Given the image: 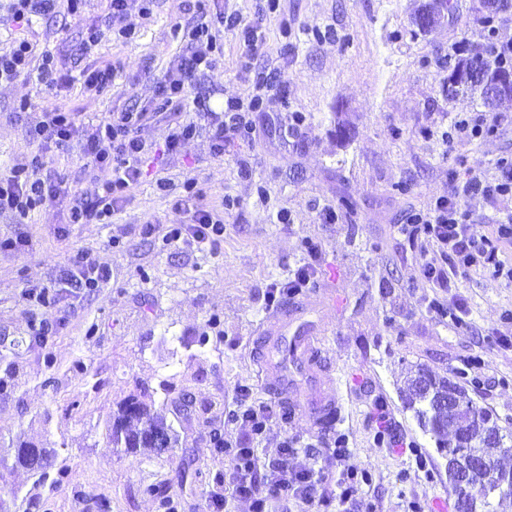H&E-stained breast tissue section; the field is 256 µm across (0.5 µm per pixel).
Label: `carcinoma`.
Wrapping results in <instances>:
<instances>
[{"mask_svg": "<svg viewBox=\"0 0 512 512\" xmlns=\"http://www.w3.org/2000/svg\"><path fill=\"white\" fill-rule=\"evenodd\" d=\"M473 64L480 66L482 77L451 85L448 92H470L478 96L483 107L494 110L500 101L491 99L489 88L506 72V68L479 55L457 58L448 67ZM448 394L454 397L456 404L447 409L439 405L438 400ZM406 402L418 426L433 438L437 451L445 458L446 470L459 465L463 457L477 455L488 461L487 467L473 474L469 485H452L455 496L471 499L473 512H495V500L512 497V481H507V477H512V468L508 469L501 463L502 459L512 457V434H501L496 422L485 411L481 412L480 421L473 420V403L461 385L418 369L408 380ZM486 431L497 433L498 441L485 443L482 435ZM158 436L163 437L170 448L178 445L179 436L173 425L165 417L152 412L145 403L131 397L117 406L107 422L103 444L108 449L122 448L133 455L137 449L152 445ZM27 449L26 444L15 449L13 465L38 474L41 480L49 478L53 484L64 482L66 470H58L52 478L46 472V461L52 449L42 448L34 457L26 453ZM142 492L154 497L164 512H177V504L166 486L150 484Z\"/></svg>", "mask_w": 512, "mask_h": 512, "instance_id": "cac0c4a2", "label": "carcinoma"}]
</instances>
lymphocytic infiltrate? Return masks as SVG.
Instances as JSON below:
<instances>
[{
  "mask_svg": "<svg viewBox=\"0 0 512 512\" xmlns=\"http://www.w3.org/2000/svg\"><path fill=\"white\" fill-rule=\"evenodd\" d=\"M260 21H247L235 11L211 9L201 5L197 16L185 24L184 51L172 61L156 89L153 111L114 112L91 128H83L75 113L63 111L58 105H34L21 101L17 114L35 112L30 129L42 146L60 147L78 142L87 160L86 168L97 182L94 200L88 201L72 193L63 181L48 173L42 154L20 160L0 174V215L12 217L23 224L41 206L65 201L69 221L73 224H100L110 218L128 192L144 175L143 163L148 153L139 137L141 126L163 120L174 130L158 151L159 156L176 152L196 131L194 121L185 117L190 110L200 111L207 120L208 131L216 152H223L226 140L246 133L242 109L261 107L260 95L249 102L229 100L223 111L208 108L204 99L194 96L192 87L197 77L216 78L220 74L218 57L224 52L222 34L230 33L242 41L246 55L253 56L265 49L260 34ZM40 59L38 79L52 88L69 85L80 79L86 92L96 93L111 86L114 70L109 65H92L79 76L57 70L50 54L35 56L29 41L16 39L0 50V82H11L29 73L33 59ZM200 191L194 179H186L183 195L175 198L172 208L181 217L170 225L166 237L172 242H214L224 235V217L217 210L199 201ZM475 199L497 200L512 204V158H500L498 174L487 179L472 176L458 185L454 196L437 199L426 210L411 214L401 225L402 235L419 239L422 246H432L440 254V263L422 261L421 273L437 288L453 287L457 277L480 270L504 285H512V264L505 254L512 248V213L498 219L490 229L477 224L468 208ZM298 440L284 439L279 458L259 464L254 452L232 441H224V453L232 461L234 488L248 499L252 512H270L272 503L299 500L311 507L322 501L321 471L298 472L288 465V456L297 450ZM343 468L336 481V512H352L353 500L363 485L371 479L369 471L345 467L348 450L343 439H336L332 450Z\"/></svg>",
  "mask_w": 512,
  "mask_h": 512,
  "instance_id": "obj_1",
  "label": "lymphocytic infiltrate"
}]
</instances>
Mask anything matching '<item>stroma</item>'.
Returning a JSON list of instances; mask_svg holds the SVG:
<instances>
[{"label":"stroma","mask_w":512,"mask_h":512,"mask_svg":"<svg viewBox=\"0 0 512 512\" xmlns=\"http://www.w3.org/2000/svg\"><path fill=\"white\" fill-rule=\"evenodd\" d=\"M245 20L262 18L269 53L245 58L232 34L224 36L222 76L200 79L195 89L211 109L230 99L249 100L255 73L273 72L262 89L264 109L244 112L252 134L215 156L207 129H199L145 174L106 224H71L65 207L47 204L28 223L0 216V512H89L87 495L108 501L111 512H159L142 489L168 486L185 512H206L209 496H224L223 512H250L227 479L231 463L216 438L254 449L262 461L277 457L291 436L304 442L292 457L299 470L341 466L370 469L362 494L377 512H440L454 503L444 459L404 402L410 369L423 367L456 379L474 404L512 432V287L479 271L454 288H436L419 272L416 247L399 234L409 215L452 194L474 174H497L512 156V100L496 112L495 134L446 144L454 118L479 111L470 98L449 97L448 55L482 52L481 0H458L456 19L420 32L412 16L421 0H224ZM109 0H89L80 17L35 18L24 37L49 51L63 71L79 74L92 63L111 65L116 77L100 93L72 85L51 94L36 78L0 84V163L44 152L52 171L86 196L97 190L77 144L42 149L14 120L22 99H52L79 116L136 110L156 97V85L185 47L176 27L195 16L197 0H156L150 18L131 10L130 37L111 30ZM101 35L88 45L91 32ZM195 178L208 206L223 210L224 237L210 245L168 242L176 223L171 201L186 178ZM167 188H160V181ZM265 196H258V187ZM349 199L351 209L340 206ZM335 207L338 221L322 224L317 212ZM289 223H279L278 212ZM156 219L152 232L144 222ZM320 246L315 285L336 296L322 321L328 365L319 394L340 399L342 422L334 433L308 425L299 407L275 405L263 439L235 421L237 396L247 390L259 405L272 396L257 378L250 348L271 314V286L287 281L307 260L305 239ZM92 252L111 272L95 288L59 282L71 251ZM53 285L54 336L31 339L43 309L33 293ZM452 297L465 305L468 324L435 317L428 301ZM510 344H502V337ZM480 368L464 370L472 357ZM137 396L163 414L179 435L164 452L136 456L97 447L118 403ZM188 399L186 412L175 408ZM383 403L400 444L376 439L375 405ZM348 439L337 464L327 449L333 435ZM52 449L47 469H66L64 484L9 468L18 442ZM429 471L415 474L416 457Z\"/></svg>","instance_id":"stroma-1"}]
</instances>
